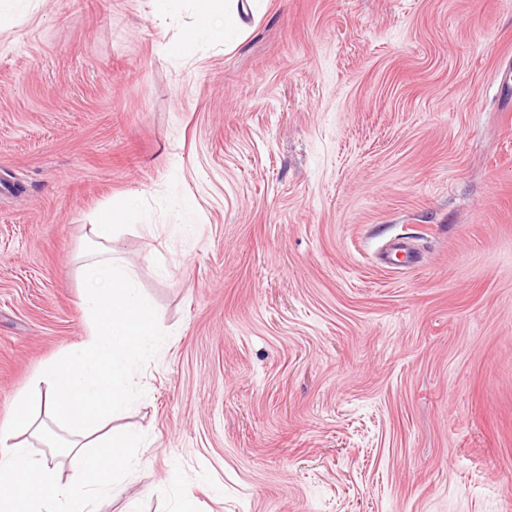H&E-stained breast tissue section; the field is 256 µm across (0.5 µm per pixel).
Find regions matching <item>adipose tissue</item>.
Wrapping results in <instances>:
<instances>
[{
	"label": "adipose tissue",
	"mask_w": 512,
	"mask_h": 512,
	"mask_svg": "<svg viewBox=\"0 0 512 512\" xmlns=\"http://www.w3.org/2000/svg\"><path fill=\"white\" fill-rule=\"evenodd\" d=\"M195 2L193 27L165 48L171 57L194 53L202 36L228 43L245 30L233 0ZM137 218L131 196L121 209L100 210L88 228L80 271L86 337L44 367L43 398L21 396L12 421L0 425V512H90L94 498L118 491L129 449L142 445L136 428L118 437L105 430L136 396L131 365L160 341L155 306L120 247L119 227ZM32 438L45 454L31 451ZM57 448L75 468L72 481L58 474Z\"/></svg>",
	"instance_id": "obj_1"
}]
</instances>
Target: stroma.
I'll use <instances>...</instances> for the list:
<instances>
[{"label": "stroma", "mask_w": 512, "mask_h": 512, "mask_svg": "<svg viewBox=\"0 0 512 512\" xmlns=\"http://www.w3.org/2000/svg\"><path fill=\"white\" fill-rule=\"evenodd\" d=\"M194 12L0 6V424L83 339L75 257L134 195L165 342L96 512H512V0H256L166 56Z\"/></svg>", "instance_id": "obj_1"}]
</instances>
